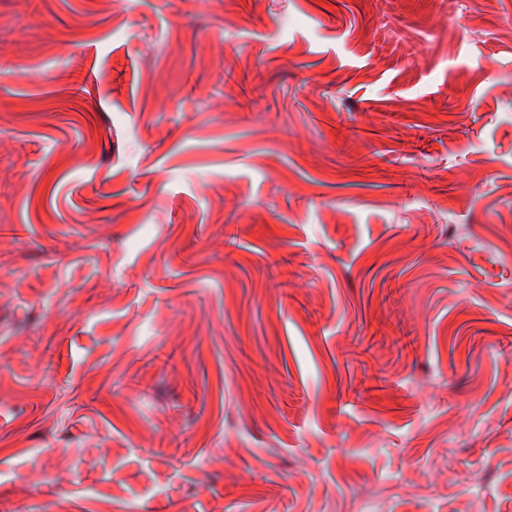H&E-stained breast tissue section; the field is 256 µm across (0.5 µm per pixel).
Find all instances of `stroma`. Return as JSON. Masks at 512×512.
Wrapping results in <instances>:
<instances>
[{
    "label": "stroma",
    "instance_id": "35a3bbf8",
    "mask_svg": "<svg viewBox=\"0 0 512 512\" xmlns=\"http://www.w3.org/2000/svg\"><path fill=\"white\" fill-rule=\"evenodd\" d=\"M0 512H512V0H0Z\"/></svg>",
    "mask_w": 512,
    "mask_h": 512
}]
</instances>
